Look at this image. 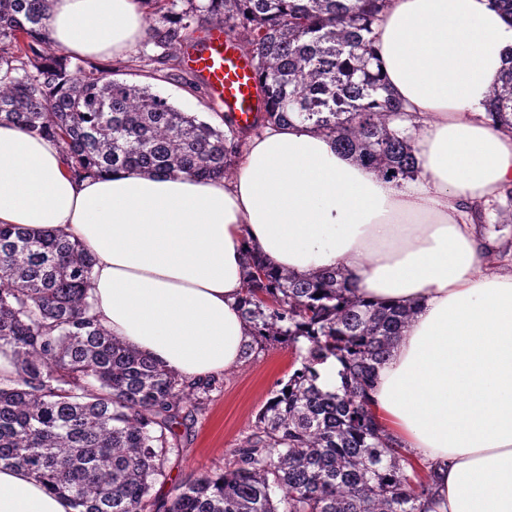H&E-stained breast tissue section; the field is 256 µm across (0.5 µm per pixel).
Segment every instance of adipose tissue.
I'll return each mask as SVG.
<instances>
[{
    "label": "adipose tissue",
    "instance_id": "1",
    "mask_svg": "<svg viewBox=\"0 0 512 512\" xmlns=\"http://www.w3.org/2000/svg\"><path fill=\"white\" fill-rule=\"evenodd\" d=\"M142 0H53L46 28L80 57H124ZM389 93L421 125L402 185L295 125L247 137L231 180L118 170L78 179L53 139L0 125V224L57 230L94 258L93 312L193 383L237 366L253 249L297 274L340 268L414 316L378 370V421L432 476L426 512H512V253L489 262L475 208L512 185V130L487 115L512 64L491 0H388L375 27ZM0 512H73L0 467Z\"/></svg>",
    "mask_w": 512,
    "mask_h": 512
}]
</instances>
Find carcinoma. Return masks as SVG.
Masks as SVG:
<instances>
[{"label": "carcinoma", "mask_w": 512, "mask_h": 512, "mask_svg": "<svg viewBox=\"0 0 512 512\" xmlns=\"http://www.w3.org/2000/svg\"><path fill=\"white\" fill-rule=\"evenodd\" d=\"M52 0H0V124L52 137L79 178L120 169L222 178L245 138L298 122L339 153L402 182L419 172L407 116L372 68L374 26L386 0H143L146 42L129 75L173 79L195 25L219 22L251 46L264 107L242 128L181 112L148 84L116 79L85 59L39 44ZM493 123L512 129V67L488 98ZM512 221V187L477 207ZM93 259L55 231L0 224V348L14 384L0 388V466L28 471L74 512H422L431 484L370 400L378 366L413 318L354 295L339 270L305 277L244 255L240 311L251 342L294 351L286 382L220 472L152 496L179 452L183 403L216 389L188 384L112 336L91 314ZM343 369L332 391L316 381L328 358Z\"/></svg>", "instance_id": "carcinoma-1"}]
</instances>
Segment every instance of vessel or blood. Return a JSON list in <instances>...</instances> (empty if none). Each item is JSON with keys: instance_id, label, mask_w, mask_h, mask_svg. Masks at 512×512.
<instances>
[{"instance_id": "1", "label": "vessel or blood", "mask_w": 512, "mask_h": 512, "mask_svg": "<svg viewBox=\"0 0 512 512\" xmlns=\"http://www.w3.org/2000/svg\"><path fill=\"white\" fill-rule=\"evenodd\" d=\"M185 62L206 83L219 110L241 123L251 120L257 99L254 70L223 26H209L203 46L187 50Z\"/></svg>"}]
</instances>
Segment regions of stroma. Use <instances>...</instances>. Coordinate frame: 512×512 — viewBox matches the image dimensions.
<instances>
[{
  "label": "stroma",
  "mask_w": 512,
  "mask_h": 512,
  "mask_svg": "<svg viewBox=\"0 0 512 512\" xmlns=\"http://www.w3.org/2000/svg\"><path fill=\"white\" fill-rule=\"evenodd\" d=\"M196 82V77L187 72L178 80L153 81L152 87L181 110L220 125L206 90L197 87ZM292 362L291 348L275 344L255 349L236 369L219 373L218 385L202 410L178 426L179 465L154 484L153 495L170 498L175 487L203 473L223 469L233 448L253 429L257 412Z\"/></svg>",
  "instance_id": "35a3bbf8"
}]
</instances>
